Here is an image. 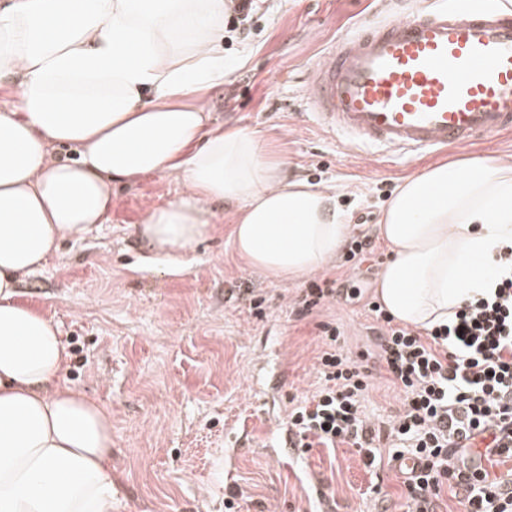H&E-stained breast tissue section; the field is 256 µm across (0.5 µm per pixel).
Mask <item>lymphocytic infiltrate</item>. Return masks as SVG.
<instances>
[{"label": "lymphocytic infiltrate", "instance_id": "lymphocytic-infiltrate-1", "mask_svg": "<svg viewBox=\"0 0 512 512\" xmlns=\"http://www.w3.org/2000/svg\"><path fill=\"white\" fill-rule=\"evenodd\" d=\"M368 309L380 326L377 361L400 391L399 411L381 426L368 422L361 401L372 368L348 357L331 328L322 384L288 415L294 446L347 445L369 469L383 442L396 457H416L422 466L404 481L405 512H438L446 488L464 512H512V481L497 471L512 459V254L448 323L423 332L378 302ZM471 444L483 445L492 469L456 467Z\"/></svg>", "mask_w": 512, "mask_h": 512}]
</instances>
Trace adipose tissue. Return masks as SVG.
Returning a JSON list of instances; mask_svg holds the SVG:
<instances>
[{
    "label": "adipose tissue",
    "mask_w": 512,
    "mask_h": 512,
    "mask_svg": "<svg viewBox=\"0 0 512 512\" xmlns=\"http://www.w3.org/2000/svg\"><path fill=\"white\" fill-rule=\"evenodd\" d=\"M226 0H0V512H115L112 413L61 382L57 324L19 298L62 241L104 223L112 188L155 175L183 194L140 237L193 247L233 206L230 242L281 281L328 268L351 234L336 193L290 178L258 132L224 129L207 96L232 63ZM68 146L77 160L53 158ZM378 233L377 295L396 321L447 322L512 245V162L433 165L402 179Z\"/></svg>",
    "instance_id": "ef3b65f1"
}]
</instances>
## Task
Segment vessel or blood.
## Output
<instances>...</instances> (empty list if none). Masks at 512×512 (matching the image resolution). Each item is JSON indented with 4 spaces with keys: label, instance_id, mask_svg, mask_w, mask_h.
Masks as SVG:
<instances>
[{
    "label": "vessel or blood",
    "instance_id": "vessel-or-blood-1",
    "mask_svg": "<svg viewBox=\"0 0 512 512\" xmlns=\"http://www.w3.org/2000/svg\"><path fill=\"white\" fill-rule=\"evenodd\" d=\"M502 2L430 0L340 41L308 72L307 116L397 159L512 130V14Z\"/></svg>",
    "mask_w": 512,
    "mask_h": 512
}]
</instances>
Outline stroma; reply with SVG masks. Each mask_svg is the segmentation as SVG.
Listing matches in <instances>:
<instances>
[{"label":"stroma","mask_w":512,"mask_h":512,"mask_svg":"<svg viewBox=\"0 0 512 512\" xmlns=\"http://www.w3.org/2000/svg\"><path fill=\"white\" fill-rule=\"evenodd\" d=\"M391 10L384 0H259L249 34L225 31L224 53L236 67L208 100L217 124L261 132L290 173L334 187L350 224L372 235L400 178L475 154L512 157L509 134L406 160L367 159L302 114L308 69L361 21ZM182 192L164 175L113 187L108 220L64 242L20 285L23 301L59 325L70 355L64 381L112 413L116 512H225L237 489L243 512H401L403 477L390 448L372 471L353 448L269 453L293 405L321 382L324 327L340 332L350 357L378 353L366 308L378 273L351 270L338 253L325 277L363 296H338L300 318L295 304L307 281L247 266L231 248L229 222L169 265L136 226L149 207ZM399 399L377 371L363 411L376 423Z\"/></svg>","instance_id":"35a3bbf8"}]
</instances>
